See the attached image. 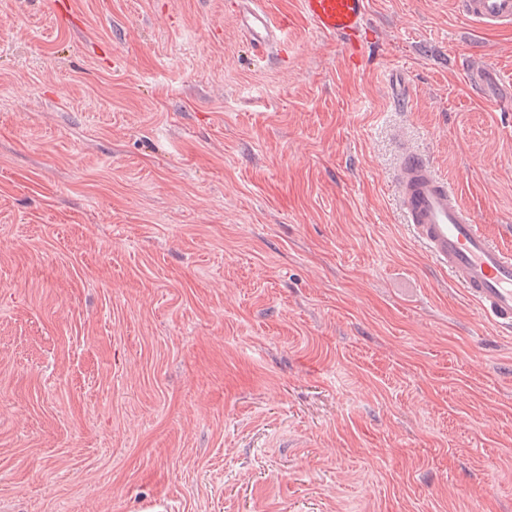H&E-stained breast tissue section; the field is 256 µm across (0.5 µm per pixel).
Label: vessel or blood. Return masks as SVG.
I'll list each match as a JSON object with an SVG mask.
<instances>
[{"label":"vessel or blood","mask_w":512,"mask_h":512,"mask_svg":"<svg viewBox=\"0 0 512 512\" xmlns=\"http://www.w3.org/2000/svg\"><path fill=\"white\" fill-rule=\"evenodd\" d=\"M303 17L320 34L358 43L366 30L369 0H300ZM237 25L261 55L287 41L288 25L263 0H236ZM463 15L485 27L512 26V0H459ZM407 222L431 261L477 302L497 327L512 331V249L477 224L429 161L405 153L395 182Z\"/></svg>","instance_id":"vessel-or-blood-1"}]
</instances>
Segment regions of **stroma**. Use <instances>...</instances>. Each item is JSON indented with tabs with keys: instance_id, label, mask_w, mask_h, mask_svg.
Wrapping results in <instances>:
<instances>
[{
	"instance_id": "stroma-1",
	"label": "stroma",
	"mask_w": 512,
	"mask_h": 512,
	"mask_svg": "<svg viewBox=\"0 0 512 512\" xmlns=\"http://www.w3.org/2000/svg\"><path fill=\"white\" fill-rule=\"evenodd\" d=\"M55 2L0 0V512H512V337L393 180L512 247V26ZM235 18L238 28L260 55L287 42L288 24L263 7L262 0H236ZM303 17L312 29L346 37L355 45L366 32L369 0H300Z\"/></svg>"
}]
</instances>
